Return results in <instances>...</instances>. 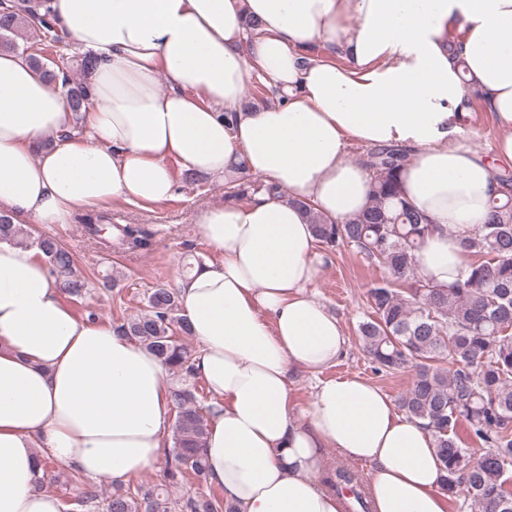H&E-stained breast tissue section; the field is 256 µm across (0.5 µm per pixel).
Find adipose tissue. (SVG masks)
Listing matches in <instances>:
<instances>
[{"instance_id":"adipose-tissue-1","label":"adipose tissue","mask_w":512,"mask_h":512,"mask_svg":"<svg viewBox=\"0 0 512 512\" xmlns=\"http://www.w3.org/2000/svg\"><path fill=\"white\" fill-rule=\"evenodd\" d=\"M92 54L83 138L43 147L70 119L66 88L18 53L0 54V209L67 224L119 200L174 198L170 161L222 183L247 172L286 189L200 210L214 259L177 275L207 384L209 480L236 512H343L320 481L324 449L370 466L374 512H448L431 432L379 387L322 379L295 408L290 384L345 351L340 320L310 294L319 268L306 200L346 220L372 173L348 140L399 144L404 197L432 231L420 276L455 282L461 243L512 166V0H52ZM258 30L246 38L247 20ZM461 34L449 50L451 31ZM323 45L325 56L307 51ZM276 104L250 107L253 74ZM166 88H159V79ZM499 127L493 157L460 137L472 93ZM39 250L0 242V512H60L36 489L39 448L86 477L151 468L171 429L168 371L139 342L77 318Z\"/></svg>"}]
</instances>
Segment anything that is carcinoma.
<instances>
[{
  "instance_id": "carcinoma-1",
  "label": "carcinoma",
  "mask_w": 512,
  "mask_h": 512,
  "mask_svg": "<svg viewBox=\"0 0 512 512\" xmlns=\"http://www.w3.org/2000/svg\"><path fill=\"white\" fill-rule=\"evenodd\" d=\"M19 39L26 45L19 46ZM66 45L68 33L59 26L50 0H0V51L19 50L43 76L62 80L69 111L79 121L91 105V91L87 82L68 78L61 54ZM407 158L406 150L394 147L367 152L365 165L374 176L371 200L354 218L335 221L311 203L300 206L322 246L350 248L384 270L369 286L370 313L358 323L359 340L387 372L414 367L412 385L398 398V406L432 431L448 498L457 499L463 486L461 509L512 512V170L499 174L500 196L490 203L478 234L462 242L470 256L464 276L441 287L423 279L414 263L430 224L402 196ZM260 189L285 197L281 189L242 173L224 184V198H250ZM76 219L87 239L109 250L147 251L152 245L153 232L145 224H115V234L103 238L101 220L111 216L88 210ZM22 234V226L1 211L0 241L12 243ZM31 245L63 281L66 295L86 294L88 281L70 250L51 237L37 236ZM180 311L176 289L159 285L148 294L143 313L113 329L138 340L168 370L195 379L194 351L183 342L191 331ZM172 403L176 415L172 446L164 449V483L132 490L121 486L105 496L96 483L73 471L70 479L82 491L63 512H171L168 487L187 480L200 487L208 484L209 407L201 404L194 384L173 390ZM466 437L482 442L487 451L472 457L464 447ZM323 483L348 494L344 512H373L359 474L337 467L325 473ZM179 512L236 510L224 498L201 491L184 498Z\"/></svg>"
}]
</instances>
